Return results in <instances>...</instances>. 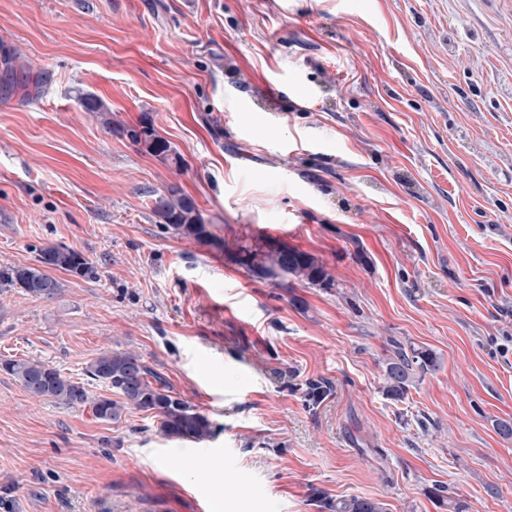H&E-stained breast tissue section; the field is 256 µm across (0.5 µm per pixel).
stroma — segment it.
Listing matches in <instances>:
<instances>
[{
    "mask_svg": "<svg viewBox=\"0 0 512 512\" xmlns=\"http://www.w3.org/2000/svg\"><path fill=\"white\" fill-rule=\"evenodd\" d=\"M47 244L96 276L0 292V360L134 352L212 436L0 371V512H512V0H0V269ZM282 246L325 283L243 261ZM396 341L442 358L400 401ZM120 133L133 145L144 144L148 149L158 155L167 156L168 153L171 152V147L168 142L156 135L147 118L136 126L121 127ZM153 212L159 218L160 224H165L168 230L179 236L198 241H206L211 236L201 220L194 199L178 187L172 186L167 193L155 198Z\"/></svg>",
    "mask_w": 512,
    "mask_h": 512,
    "instance_id": "stroma-1",
    "label": "stroma"
}]
</instances>
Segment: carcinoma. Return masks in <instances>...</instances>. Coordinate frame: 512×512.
Listing matches in <instances>:
<instances>
[{
  "mask_svg": "<svg viewBox=\"0 0 512 512\" xmlns=\"http://www.w3.org/2000/svg\"><path fill=\"white\" fill-rule=\"evenodd\" d=\"M120 133L132 144H144L152 152L166 156L167 141L156 135L149 120L136 126L121 127ZM159 223L175 234L206 241L211 233L203 224L194 199L178 187H170L155 198L153 207ZM37 264L12 266L0 270V288H21L36 298L52 299L63 288L51 272L61 270L75 277L93 278L94 267L85 255L68 246L50 245L38 249ZM246 263L266 278L292 276L317 284L325 280L323 267L310 255L282 247L247 255ZM440 357L428 348L394 344L393 356L386 364L384 392L392 400L405 398L416 376L436 370ZM0 370L13 377L35 400H52L71 407L90 406L93 415L104 422H118L129 410L150 412L158 418L160 432L171 439L198 443L212 434V424L199 409L172 395L162 380L150 372L131 352L104 351L86 364V377L97 382L110 395L92 396L82 383L62 375L50 365L32 358H9L0 362ZM336 512H385L377 500L353 498Z\"/></svg>",
  "mask_w": 512,
  "mask_h": 512,
  "instance_id": "cac0c4a2",
  "label": "carcinoma"
}]
</instances>
